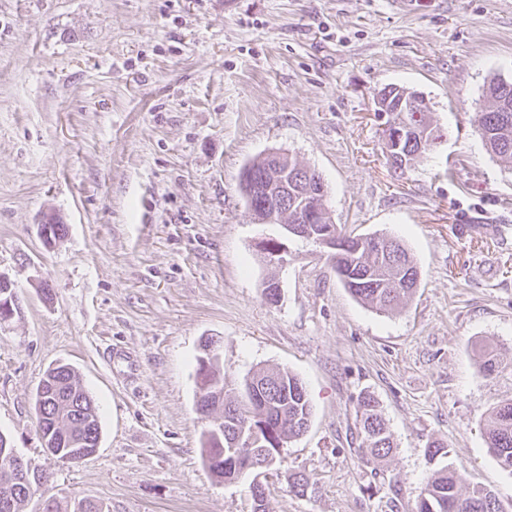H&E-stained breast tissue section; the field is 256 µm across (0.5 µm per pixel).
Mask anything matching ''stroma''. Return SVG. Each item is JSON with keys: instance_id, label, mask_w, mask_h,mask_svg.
<instances>
[{"instance_id": "obj_1", "label": "stroma", "mask_w": 512, "mask_h": 512, "mask_svg": "<svg viewBox=\"0 0 512 512\" xmlns=\"http://www.w3.org/2000/svg\"><path fill=\"white\" fill-rule=\"evenodd\" d=\"M496 75L512 78V0H0V273L21 305L0 325V433L48 475L25 512H253L250 477L220 484L204 463L205 336L230 393L276 367L306 387L308 430L260 477L267 512H414L434 439L512 512V471L482 430L512 400V168L475 122ZM389 84L419 92L444 132L403 173L375 104ZM278 149L319 172L343 233L401 239L420 272L406 308L356 300L323 248L257 223L242 170ZM51 213L67 233L48 246ZM484 343L502 358L489 376ZM58 362L100 412L77 464L37 427ZM365 393L395 445L381 466L360 453Z\"/></svg>"}]
</instances>
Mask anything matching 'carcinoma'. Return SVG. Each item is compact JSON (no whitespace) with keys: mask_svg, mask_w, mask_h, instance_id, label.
<instances>
[{"mask_svg":"<svg viewBox=\"0 0 512 512\" xmlns=\"http://www.w3.org/2000/svg\"><path fill=\"white\" fill-rule=\"evenodd\" d=\"M502 77L490 80L477 106L476 122L480 137L487 150L500 162L512 167V93L508 98L500 94ZM392 98L385 111L386 124L397 120H414L442 137L429 112H398L396 108L408 88L390 84ZM414 148L404 144L390 152L392 166L402 171L416 160ZM273 161L265 155L250 162L244 170L241 192L253 215L264 217L262 197L251 196V182L262 179ZM306 231L313 238L336 237V248L328 257L336 275L360 301L380 311H393L407 303L417 286L419 271L405 246L394 236L374 234L351 238L342 234L331 219L322 224H308ZM478 356L485 374L499 368L497 350L487 344L479 347ZM35 410L39 433L44 448L64 464H75L92 455L99 443V418L94 427H80L85 411L98 413V406L78 380L75 370L68 364L49 369L36 393ZM220 415L224 426V446H229L237 434L249 430L257 416L264 417L265 427L257 433L258 447L272 448L283 434L302 435L311 420L312 410L302 381L286 369L262 370L246 380L240 397L224 396L222 406L212 409ZM362 451L372 462H381L393 451V441L382 417L380 405L374 396L365 394L358 403ZM483 434L490 453L499 464L512 471V400L493 408L483 424ZM13 450L10 439L0 434V512H24L31 496L46 481L38 469L20 483L13 477ZM247 460L238 463L226 459L224 467L213 477L226 484L234 483L246 475ZM464 479L459 471L447 463L433 472L416 502L415 512H502L495 494L485 487L463 489Z\"/></svg>","mask_w":512,"mask_h":512,"instance_id":"carcinoma-1","label":"carcinoma"}]
</instances>
